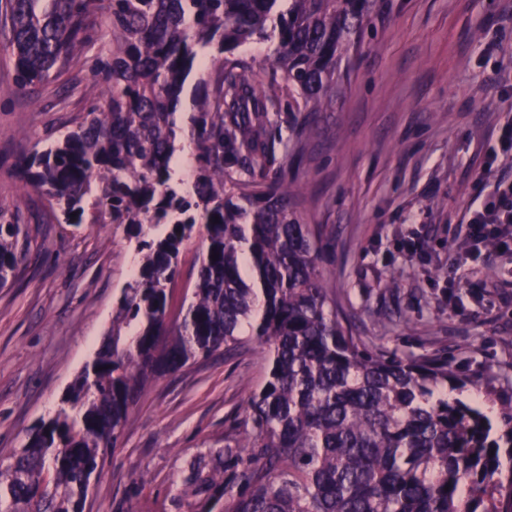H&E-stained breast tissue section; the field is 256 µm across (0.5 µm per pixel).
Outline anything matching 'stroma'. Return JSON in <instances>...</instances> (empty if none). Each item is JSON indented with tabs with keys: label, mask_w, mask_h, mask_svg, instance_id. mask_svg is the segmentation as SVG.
<instances>
[{
	"label": "stroma",
	"mask_w": 512,
	"mask_h": 512,
	"mask_svg": "<svg viewBox=\"0 0 512 512\" xmlns=\"http://www.w3.org/2000/svg\"><path fill=\"white\" fill-rule=\"evenodd\" d=\"M0 24V222L25 225L30 260L0 288V464L60 409L91 362L139 262L126 227L62 224L14 175L100 104L104 88L78 64L69 91L52 81L13 88ZM345 93L303 142L296 178L302 223L326 225L322 273L342 317L367 347L452 358L471 379L512 376V277L497 256L473 287L449 291L473 198L512 113V0H378ZM414 233L415 255L401 247ZM456 308H449V297ZM260 348L218 350L150 382L92 482L87 512H207L192 468L232 472L226 441L245 436L247 401L263 381Z\"/></svg>",
	"instance_id": "obj_1"
}]
</instances>
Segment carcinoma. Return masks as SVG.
Instances as JSON below:
<instances>
[{"label": "carcinoma", "instance_id": "1", "mask_svg": "<svg viewBox=\"0 0 512 512\" xmlns=\"http://www.w3.org/2000/svg\"><path fill=\"white\" fill-rule=\"evenodd\" d=\"M377 0H0L14 85L58 79L94 53L103 102L54 146L22 157L16 175L66 224H123L142 263L122 292L106 340L14 462L0 465V512H85L148 382L200 356L254 341L268 368L247 402L234 492L224 470L195 474L220 512H512V399L493 428L446 357L368 349L336 310L320 263L330 242L303 224L293 172L317 114L341 93L339 67ZM104 10L112 42L95 47ZM273 45L280 74L249 81L235 52ZM222 60L178 115L197 61ZM288 108L293 149L280 155ZM189 129V191L172 158ZM204 251L182 320H170L183 244ZM19 224H0V288L29 251ZM218 258H212L213 254Z\"/></svg>", "mask_w": 512, "mask_h": 512}]
</instances>
